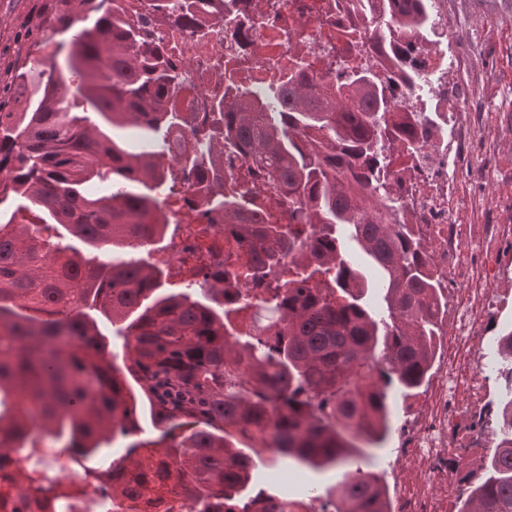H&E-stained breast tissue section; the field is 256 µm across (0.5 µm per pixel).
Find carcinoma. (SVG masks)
<instances>
[{
  "instance_id": "obj_1",
  "label": "carcinoma",
  "mask_w": 512,
  "mask_h": 512,
  "mask_svg": "<svg viewBox=\"0 0 512 512\" xmlns=\"http://www.w3.org/2000/svg\"><path fill=\"white\" fill-rule=\"evenodd\" d=\"M36 31L69 38L64 65L27 58L0 97V467L14 464L0 504L60 512L96 488L140 508L173 470L184 512H391L381 476L356 469L302 498L259 490V465L341 468L383 447L390 394L418 393L440 336L441 282L390 183L389 146L412 158L434 125L397 112L391 84L373 70L336 80L304 71L256 91L226 90L202 127L170 107L173 65L139 27L105 13V0H53ZM412 33L428 26L427 0H380ZM189 5L159 4L174 26ZM370 49L414 91L422 58L379 30ZM136 131L129 146L117 132ZM262 177L284 206L261 217ZM198 186L206 209L249 250L224 251V271L198 290L165 288L164 262H98L167 235L153 194L165 178ZM80 246L57 250V238ZM245 277L265 302L234 298ZM382 302L373 305L369 292ZM121 325L132 355L116 365L95 317ZM149 412L158 435L132 440L93 481L36 476L13 459L30 427L78 462ZM261 445L258 455L254 445ZM459 512H512V420L495 435L480 482Z\"/></svg>"
}]
</instances>
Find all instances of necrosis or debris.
Segmentation results:
<instances>
[{"label": "necrosis or debris", "mask_w": 512, "mask_h": 512, "mask_svg": "<svg viewBox=\"0 0 512 512\" xmlns=\"http://www.w3.org/2000/svg\"><path fill=\"white\" fill-rule=\"evenodd\" d=\"M347 6L348 0H224L220 13L196 9L195 33L155 24L152 41L177 66L174 106L188 124H201L212 98L224 92L220 77L233 66L256 89L282 81L300 60L331 75L376 68L367 34L383 20L354 16ZM424 45L419 89L410 95L397 88L396 101L402 112L433 113L429 158L415 163L393 153L395 167L407 172L394 194L408 205L443 284L451 334L422 399L403 410L388 467L399 487L397 512H456L468 475L480 472L492 451L490 432L512 387V373L493 356L498 321L512 313V168L498 174L503 190L489 203L487 222L458 217L467 210V159L485 151L499 126L512 125V114L478 116L449 102L448 74L464 61L446 43L429 38Z\"/></svg>", "instance_id": "1"}]
</instances>
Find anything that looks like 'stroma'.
Here are the masks:
<instances>
[{"label": "stroma", "mask_w": 512, "mask_h": 512, "mask_svg": "<svg viewBox=\"0 0 512 512\" xmlns=\"http://www.w3.org/2000/svg\"><path fill=\"white\" fill-rule=\"evenodd\" d=\"M49 0H0V89L8 90L10 76L20 58L55 54L64 58L68 52L65 36L43 32L29 35L38 11L46 9ZM451 10L460 20L448 29L447 38L467 65L448 77L449 93L459 95L471 112L512 113V0H452ZM512 164V158L500 156L490 160L477 157L475 168L483 172L482 183L469 202L473 223H482L486 209L484 198L494 196L499 184L496 172ZM335 472L314 473L300 467H289L288 478L273 483L269 467H261L254 483L259 488L278 486L279 490L302 496L313 485H330Z\"/></svg>", "instance_id": "1"}]
</instances>
